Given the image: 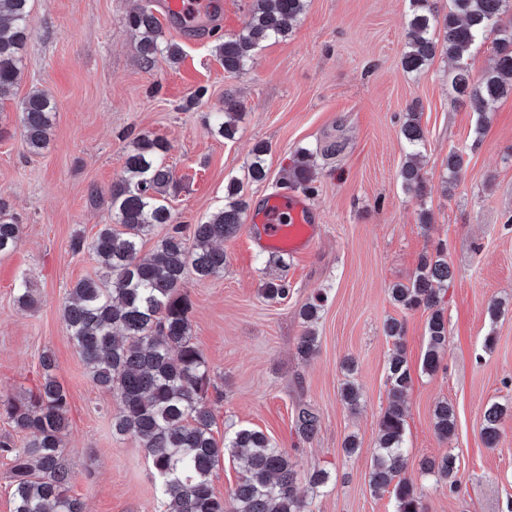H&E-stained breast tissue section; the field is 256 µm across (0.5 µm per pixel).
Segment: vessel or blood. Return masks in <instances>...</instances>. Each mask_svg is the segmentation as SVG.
Returning a JSON list of instances; mask_svg holds the SVG:
<instances>
[{"mask_svg": "<svg viewBox=\"0 0 512 512\" xmlns=\"http://www.w3.org/2000/svg\"><path fill=\"white\" fill-rule=\"evenodd\" d=\"M214 0H160V13L175 23L183 37L195 41L213 14ZM248 223L257 225L254 247L273 253L299 256L306 253L321 232L319 215L302 194L285 191L264 197L247 212Z\"/></svg>", "mask_w": 512, "mask_h": 512, "instance_id": "vessel-or-blood-1", "label": "vessel or blood"}]
</instances>
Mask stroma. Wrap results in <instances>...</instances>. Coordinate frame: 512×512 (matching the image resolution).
Wrapping results in <instances>:
<instances>
[{
	"label": "stroma",
	"instance_id": "obj_1",
	"mask_svg": "<svg viewBox=\"0 0 512 512\" xmlns=\"http://www.w3.org/2000/svg\"><path fill=\"white\" fill-rule=\"evenodd\" d=\"M155 0H31V37L21 78L0 95V200L20 226L16 250L0 257V398L24 399L42 380L43 354L69 393L65 440L70 489L86 512H164L151 462L134 435L112 433L117 405L97 388L63 319L70 289L102 273L89 252L73 253L74 237L92 239L110 217L107 190L123 172L133 138L147 134L167 146L180 190L169 204L185 234L224 206L237 180L251 202L278 192L297 150L313 155L316 193L310 201L322 232L303 255L254 249L253 225L223 242L224 274L187 275L193 341L220 395L215 437L225 425L263 431L297 464L300 476L324 468L328 488L314 512H396L391 495L370 486L377 424L389 404L386 382L392 341L388 318L405 322L403 344L414 376L406 397L405 475L423 493L425 512H512V415L495 448L480 429L487 405L512 407V95L494 103L483 136L479 115L448 85L444 56L418 73L401 64L409 0H307L283 41L260 48L241 73H225L213 40L189 42L169 23L162 39L180 44L178 63L146 65L130 12ZM35 88L51 93L57 112L48 147L28 150L19 105ZM239 104L234 138L211 135L212 113ZM425 130L422 164L429 193L406 194L400 134L408 107ZM265 146L268 179H247L256 146ZM464 151L456 184L444 189L449 150ZM99 189L91 198V189ZM428 214L430 225L420 222ZM445 243L455 271L443 303L448 350L435 375L422 373L427 311L401 312L394 283L412 278L420 256ZM35 303L20 306L18 274ZM286 276L287 299L267 301L265 281ZM326 302L313 326L300 308L316 295ZM502 304L490 317L492 301ZM313 329L318 350L302 359L296 343ZM360 389L357 408L341 400L344 382ZM453 405L456 431L437 436L433 409ZM313 406L320 426L300 440L298 404ZM359 448L345 455L347 436ZM450 453L459 489L423 475L426 457Z\"/></svg>",
	"mask_w": 512,
	"mask_h": 512
}]
</instances>
